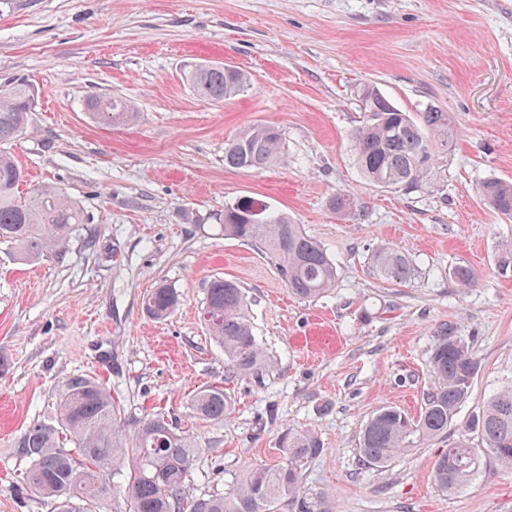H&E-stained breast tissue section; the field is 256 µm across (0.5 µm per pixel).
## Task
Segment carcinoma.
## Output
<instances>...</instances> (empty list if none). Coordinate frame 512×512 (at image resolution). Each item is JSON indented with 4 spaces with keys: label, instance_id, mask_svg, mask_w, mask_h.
I'll return each mask as SVG.
<instances>
[{
    "label": "carcinoma",
    "instance_id": "carcinoma-1",
    "mask_svg": "<svg viewBox=\"0 0 512 512\" xmlns=\"http://www.w3.org/2000/svg\"><path fill=\"white\" fill-rule=\"evenodd\" d=\"M186 79L199 97L218 102L234 98L250 82L247 73L222 64L193 65ZM362 106L368 116L352 136V149L364 177L408 193L432 186L455 139L450 115L435 108L404 112L373 86L363 89ZM87 109L108 125L135 117L133 107L118 97H93ZM33 110L34 95L26 83L17 81L0 90V243L19 262L36 260L63 245L75 225L86 223L80 207L51 186L17 194L24 172L3 145L28 131ZM281 144L278 130L250 125L224 146V166L264 169L280 160ZM480 193L495 212L512 217L511 182L488 179ZM224 234L253 242L300 298H319L336 287L334 261L284 213L269 212L251 199L238 200L224 208ZM375 267L399 284L415 275L412 260L392 247L378 251ZM179 304L177 291L159 284L144 307L151 318L164 320ZM203 320L224 351L227 378L257 374L268 366L236 282L218 278L210 283ZM478 371V360L463 337L439 334L430 354L431 381L421 413L410 417L393 406L378 408L360 435L362 464L385 467L448 433ZM230 408L222 385L199 389L189 402L192 416L205 421L224 419ZM125 426L119 404L103 383L82 376L69 380L56 402L55 417L30 423L15 441L17 453L29 463L25 484L49 500L51 512H280L284 506L292 512H334L327 494L305 487L304 466L323 453L317 435L308 429L282 433L283 464L249 466L228 492L189 497L185 485L194 465L193 437L146 415L137 421L130 444ZM484 457L512 469V383L493 393L465 433L437 456L432 466L435 488L449 493L463 487ZM119 490L121 511L108 507L110 496Z\"/></svg>",
    "mask_w": 512,
    "mask_h": 512
}]
</instances>
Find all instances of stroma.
I'll use <instances>...</instances> for the list:
<instances>
[{
  "instance_id": "obj_1",
  "label": "stroma",
  "mask_w": 512,
  "mask_h": 512,
  "mask_svg": "<svg viewBox=\"0 0 512 512\" xmlns=\"http://www.w3.org/2000/svg\"><path fill=\"white\" fill-rule=\"evenodd\" d=\"M211 62L250 85L200 99L184 71ZM18 78L35 96L30 132L9 146L23 189L56 187L87 221L31 262L0 245V512H50L27 491L14 442L77 376L111 389L127 434L154 413L195 438L193 496L224 493L246 465L281 463L290 426L323 443L305 486L336 512H512V471L493 459L454 493L432 483L435 456L512 382V273L497 267L512 219L479 194L485 180L512 182V0H14L0 8V89ZM367 84L403 111L452 116L440 184L405 193L362 176L350 136ZM92 96L132 101L135 121L97 123ZM252 124L280 129L281 161L225 168V144ZM339 192L352 212L329 209ZM249 198L322 246L338 269L331 293L296 297L259 249L225 235V206ZM384 246L412 259L411 283L377 275ZM461 267L475 272L471 287L457 283ZM216 277L245 292L262 374L225 377L201 319ZM160 283L181 304L159 322L144 300ZM444 329L480 363L447 436L388 467L362 465L360 432L377 408L419 414ZM219 383L229 414L194 419L190 395Z\"/></svg>"
}]
</instances>
